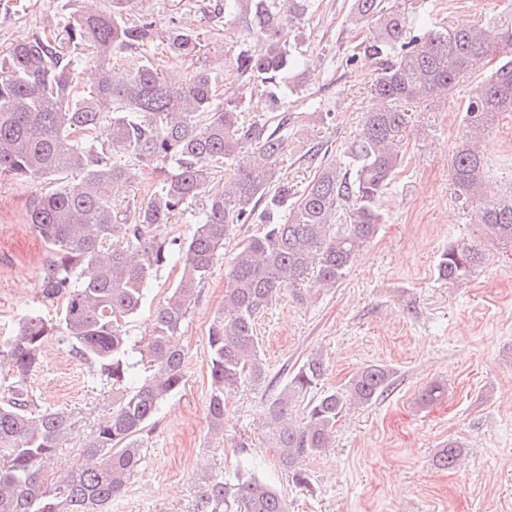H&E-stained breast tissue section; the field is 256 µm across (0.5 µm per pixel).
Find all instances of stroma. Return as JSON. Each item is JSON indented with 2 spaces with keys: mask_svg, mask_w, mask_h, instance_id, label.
I'll return each instance as SVG.
<instances>
[{
  "mask_svg": "<svg viewBox=\"0 0 512 512\" xmlns=\"http://www.w3.org/2000/svg\"><path fill=\"white\" fill-rule=\"evenodd\" d=\"M206 0H131L134 15L159 25L176 19L207 33V46L223 45L232 62V31L207 32ZM81 0H0V57L20 36L42 25H63ZM351 0H316L299 50L309 60L301 95L320 102L331 120L322 135L333 150L357 134L370 93L371 63L348 66L344 55L367 31L348 21ZM504 0H423L437 21L480 24L504 11ZM465 86L418 111L400 140L403 163L383 197L388 221L360 254L342 282L307 303L285 297L258 320L257 334L270 382L243 388L226 403L224 437L208 432V328L224 303L225 263L202 285L179 343L186 354V382L165 401L148 436L144 459L107 512H194L203 476L233 479L257 469L288 501L289 512H512V251L487 248L482 267L468 279H438L443 251L476 235L471 210L455 200L450 158L461 135L459 105ZM311 138L285 144L281 174L307 186L321 168L308 155ZM499 189L512 187V112L496 119L485 142ZM40 190L0 176V340L19 318L40 305V270L47 247L29 222V202ZM170 263L153 277L142 307L127 325L132 345L143 349L156 309L179 277ZM325 362L324 386H342L358 369H392L394 390L376 403L356 406L338 419L331 448L305 459L310 490L296 488L283 472L264 429L266 402L288 375L313 353ZM444 398L419 403L432 382ZM30 386L41 408H67L76 426L43 469L54 485L82 458L86 437L112 410V392L97 382L89 364L68 344H46ZM249 445L234 456L236 442ZM462 446L455 469L436 455L448 442Z\"/></svg>",
  "mask_w": 512,
  "mask_h": 512,
  "instance_id": "1",
  "label": "stroma"
}]
</instances>
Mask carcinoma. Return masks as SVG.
I'll use <instances>...</instances> for the list:
<instances>
[{"mask_svg": "<svg viewBox=\"0 0 512 512\" xmlns=\"http://www.w3.org/2000/svg\"><path fill=\"white\" fill-rule=\"evenodd\" d=\"M130 0L104 8L85 0L61 26L45 25L31 39L9 46L0 60V175L48 181L30 202V223L49 249L42 269L41 305L56 308L23 316L0 343L10 358L12 382L0 399V512H105L138 469L145 435L162 403L185 383L181 332L198 288L243 224L257 233L228 261L224 305L207 336L210 433L224 436L227 397L266 383L268 372L256 336L261 313L287 295L304 304L346 276L363 247L387 223L379 207L401 164L399 133L412 113L449 94L497 53L491 72L474 83L459 106L464 133L450 159L454 194L471 207V220L488 242L512 251V191L492 188L480 141L501 112H512V21L491 15L484 26L417 18L413 7L388 0H353L351 22L369 30L346 59L362 54L376 70L374 106L336 162L300 190L279 175L283 144L306 118L312 128L328 113L309 105L305 118L282 112L289 74L305 65L290 41L310 20L313 0H210V22L235 21L238 51L224 70L203 51L199 34L177 21L164 29L136 17ZM163 45L181 79L152 57L131 63L140 46ZM268 98V113L251 115L246 98ZM157 175L148 200L120 214L111 189L132 186L141 166ZM230 170L224 191L205 189L218 170ZM202 202L191 233H158ZM182 272L156 310L153 334L141 353L145 372L130 354L127 320L140 310L147 287L173 253ZM485 251L464 242L444 251L439 279L463 281ZM66 338L73 352L112 389V414L86 439L81 461L61 483L48 487L44 466L74 427L64 409L40 410L29 387L45 344ZM325 364L307 356L267 402L266 428L278 462L298 487H310L302 462L329 446L336 422L351 404H370L393 386L390 370L368 365L344 385L325 389ZM444 386L419 395L429 406ZM305 403L303 418L295 408ZM461 446L448 443L438 465L452 468ZM194 512H288L285 498L250 472L231 485L205 478Z\"/></svg>", "mask_w": 512, "mask_h": 512, "instance_id": "1", "label": "carcinoma"}]
</instances>
